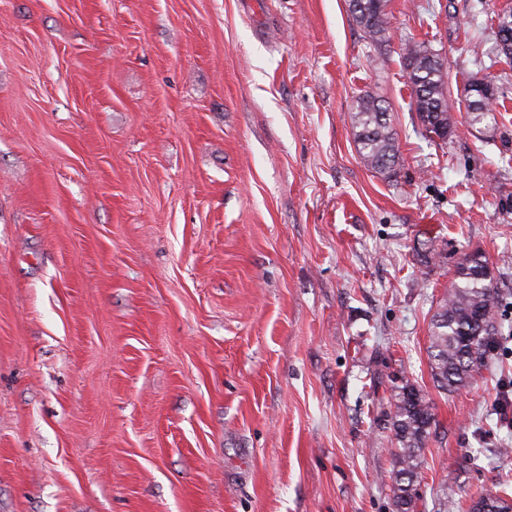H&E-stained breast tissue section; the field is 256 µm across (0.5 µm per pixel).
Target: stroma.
I'll use <instances>...</instances> for the list:
<instances>
[{
	"instance_id": "35a3bbf8",
	"label": "stroma",
	"mask_w": 512,
	"mask_h": 512,
	"mask_svg": "<svg viewBox=\"0 0 512 512\" xmlns=\"http://www.w3.org/2000/svg\"><path fill=\"white\" fill-rule=\"evenodd\" d=\"M510 8L386 0L375 42L346 0H0V512H393L406 384L437 423L417 512L512 495V331L458 393L427 353L463 254L512 292ZM408 39L443 59L447 140ZM403 47V65L411 100L425 135L431 140H446L453 131L450 112L455 101L445 93L444 73L437 68L438 56L412 41ZM476 81L471 82L466 88V97L471 101V103H475L470 112L469 105L467 104V123L470 126H475L480 124L488 119H492L494 122L495 112H497L493 106V100L485 102V97L482 96L478 89L474 87ZM474 97V99H470V97ZM356 145L364 162L371 169L381 173L395 171L397 152L396 131L391 114L379 100L366 95L357 101L354 112Z\"/></svg>"
}]
</instances>
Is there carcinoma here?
<instances>
[{
    "label": "carcinoma",
    "instance_id": "carcinoma-1",
    "mask_svg": "<svg viewBox=\"0 0 512 512\" xmlns=\"http://www.w3.org/2000/svg\"><path fill=\"white\" fill-rule=\"evenodd\" d=\"M348 9L371 36H386L388 17L376 9L375 0H348ZM436 57L420 44L404 43L402 60L419 122L427 137L444 141L453 133L450 112L455 101L445 93L444 73L437 68ZM466 97L475 103L467 112L469 125L495 119L493 101H484L474 84L466 88ZM354 125L358 152L367 166L381 173L395 171L396 131L383 101L370 95L360 98ZM503 307L504 296L485 256L477 251L465 254L431 323L428 356L438 388L458 392L487 366L496 349L495 337L500 335ZM435 425L432 408L420 390L410 385L401 387L394 395L392 416L397 442L391 476L394 512H414L421 452ZM470 512H512V497L482 495L472 502Z\"/></svg>",
    "mask_w": 512,
    "mask_h": 512
}]
</instances>
